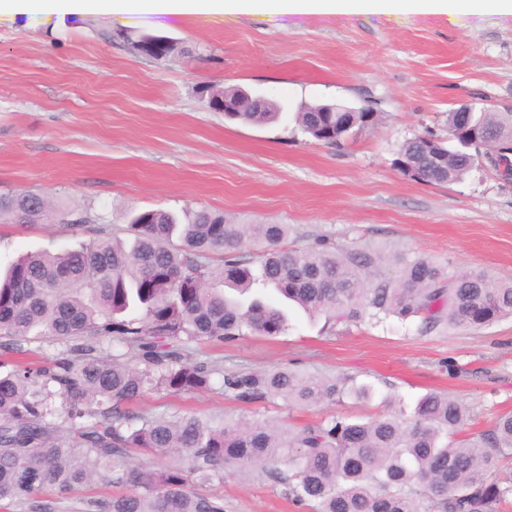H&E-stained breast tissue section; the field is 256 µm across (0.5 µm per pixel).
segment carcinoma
I'll use <instances>...</instances> for the list:
<instances>
[{
  "label": "carcinoma",
  "instance_id": "carcinoma-1",
  "mask_svg": "<svg viewBox=\"0 0 512 512\" xmlns=\"http://www.w3.org/2000/svg\"><path fill=\"white\" fill-rule=\"evenodd\" d=\"M302 105L296 120L315 140L340 146L379 122L377 112H324ZM225 118L264 124L277 113L259 98ZM451 149L432 135L402 144L395 165L407 177L447 184L477 161H512V112H450ZM82 230L86 218L51 209L25 189L0 192V223L48 217ZM133 240L101 236L19 258L0 276V509L62 512H224V498L196 484L224 482V468L265 474L310 512H506L512 471V413L492 429L460 437L470 408L428 393L410 417L367 420L333 412L284 428L267 419L215 422L195 414L148 416L129 404L149 391L220 389L244 404L282 400L310 406L370 385L300 372L226 369L193 345L247 334L279 336L288 303L328 326L419 318V330L482 328L512 318V280L484 269L450 276L427 256L371 247L340 248L327 236L304 249L283 246L286 224H231L199 210L182 224L147 210L133 216ZM220 263L214 264V256ZM237 292L230 297L224 289ZM59 353L30 362L31 344ZM163 456L133 467V455ZM99 477L113 492L88 491Z\"/></svg>",
  "mask_w": 512,
  "mask_h": 512
}]
</instances>
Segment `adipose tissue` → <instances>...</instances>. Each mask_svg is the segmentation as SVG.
I'll use <instances>...</instances> for the list:
<instances>
[{
	"label": "adipose tissue",
	"mask_w": 512,
	"mask_h": 512,
	"mask_svg": "<svg viewBox=\"0 0 512 512\" xmlns=\"http://www.w3.org/2000/svg\"><path fill=\"white\" fill-rule=\"evenodd\" d=\"M373 6L389 12L512 14V0H0V14L31 12L45 21L71 14L336 12Z\"/></svg>",
	"instance_id": "adipose-tissue-1"
}]
</instances>
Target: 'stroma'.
I'll list each match as a JSON object with an SVG mask.
<instances>
[{
  "label": "stroma",
  "instance_id": "stroma-1",
  "mask_svg": "<svg viewBox=\"0 0 512 512\" xmlns=\"http://www.w3.org/2000/svg\"><path fill=\"white\" fill-rule=\"evenodd\" d=\"M165 36L182 55L157 60L130 41ZM242 88L281 108L263 125L225 120L209 92ZM512 109V15L106 13L51 25L0 15V191L26 188L92 217L89 237H126L134 213L202 208L234 224H285L288 247L316 236L342 248L396 247L448 271L481 267L512 279V178L476 163L448 184L415 181L393 166L406 140L448 133L461 103ZM371 106L375 128L336 148L305 134L301 104ZM67 225L0 223V271L19 255L77 245ZM287 333L248 335L202 358L228 368L291 367L371 384V401L292 407L246 405L217 392L151 393L136 411L228 420L268 417L297 428L333 411L374 417L412 408L431 391L465 398L469 433L512 412V319L482 329L418 330L390 318L325 330L288 311ZM453 361L455 373L445 363ZM225 512H305L282 485L226 471Z\"/></svg>",
  "mask_w": 512,
  "mask_h": 512
}]
</instances>
